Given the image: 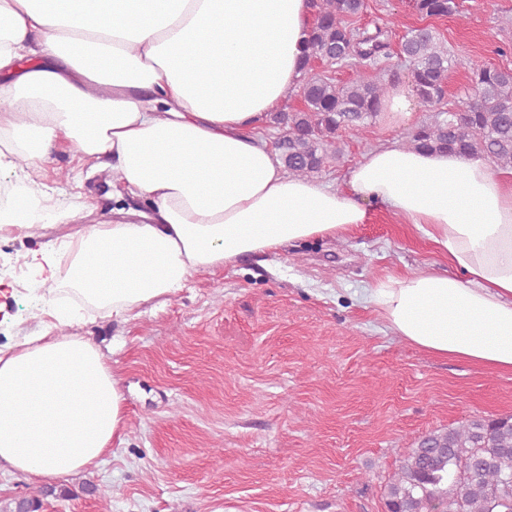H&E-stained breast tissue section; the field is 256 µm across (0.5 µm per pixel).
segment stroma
Returning <instances> with one entry per match:
<instances>
[{"label":"stroma","mask_w":512,"mask_h":512,"mask_svg":"<svg viewBox=\"0 0 512 512\" xmlns=\"http://www.w3.org/2000/svg\"><path fill=\"white\" fill-rule=\"evenodd\" d=\"M460 16L425 18L411 0H366L356 24L430 26L459 59L512 68V0H457ZM410 126L377 119L320 176L336 184L370 149L408 141ZM72 152L33 171L48 211L24 232L0 231V262L60 243L112 217L100 177L77 178ZM368 221L333 239L192 274L166 304L119 323L96 316L67 328L100 343L124 392L122 441L92 471L46 495L0 469V508L32 496L41 512H101L89 484L112 489L111 512H387V483L431 431L512 414V373L427 354L387 329L367 297L387 276L448 266L414 225L367 204ZM37 293L0 300V345L39 333Z\"/></svg>","instance_id":"obj_1"}]
</instances>
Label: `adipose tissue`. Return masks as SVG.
<instances>
[{
  "label": "adipose tissue",
  "mask_w": 512,
  "mask_h": 512,
  "mask_svg": "<svg viewBox=\"0 0 512 512\" xmlns=\"http://www.w3.org/2000/svg\"><path fill=\"white\" fill-rule=\"evenodd\" d=\"M308 0H0V164L73 147L115 206L31 265L56 285L44 330L0 348V467L39 484L88 471L125 427L88 308L127 321L195 272L365 223L421 229L449 273L373 288L419 349L512 372V170L481 154L368 151L340 184L288 175L258 135L298 89Z\"/></svg>",
  "instance_id": "adipose-tissue-1"
}]
</instances>
